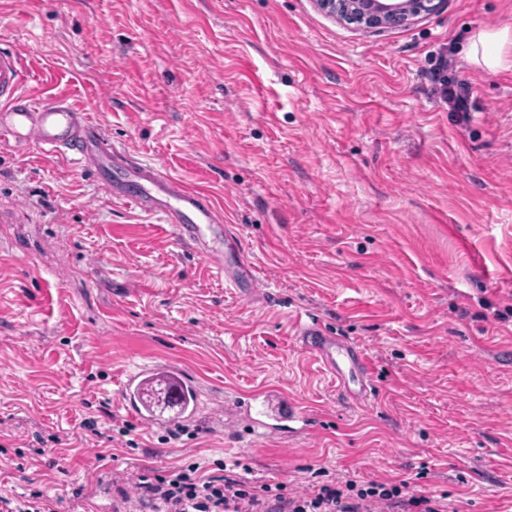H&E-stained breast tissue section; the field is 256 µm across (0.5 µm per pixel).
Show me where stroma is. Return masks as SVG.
<instances>
[{"mask_svg": "<svg viewBox=\"0 0 512 512\" xmlns=\"http://www.w3.org/2000/svg\"><path fill=\"white\" fill-rule=\"evenodd\" d=\"M505 28L512 0L375 29L316 0H0L30 94L208 192L267 296L237 295L79 166L0 148V496L138 512V475L223 463L291 492L404 479L450 512H512V49L494 72L463 53ZM443 48L465 121L426 77ZM311 319L363 350L370 400L302 349ZM164 368L197 406L150 424L124 384ZM267 392L309 428L253 433L238 401Z\"/></svg>", "mask_w": 512, "mask_h": 512, "instance_id": "1", "label": "stroma"}]
</instances>
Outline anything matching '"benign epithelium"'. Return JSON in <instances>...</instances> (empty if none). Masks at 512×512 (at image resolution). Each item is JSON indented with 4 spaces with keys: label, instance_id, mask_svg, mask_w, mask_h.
<instances>
[{
    "label": "benign epithelium",
    "instance_id": "1",
    "mask_svg": "<svg viewBox=\"0 0 512 512\" xmlns=\"http://www.w3.org/2000/svg\"><path fill=\"white\" fill-rule=\"evenodd\" d=\"M332 16L353 21L365 28L404 23L437 9L442 0H317Z\"/></svg>",
    "mask_w": 512,
    "mask_h": 512
}]
</instances>
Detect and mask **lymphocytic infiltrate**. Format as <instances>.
Returning <instances> with one entry per match:
<instances>
[{
  "mask_svg": "<svg viewBox=\"0 0 512 512\" xmlns=\"http://www.w3.org/2000/svg\"><path fill=\"white\" fill-rule=\"evenodd\" d=\"M451 58L441 54L429 71L449 111L470 110L465 81L449 79ZM143 512H447L438 498L409 491L406 480L343 487L324 485L288 495L282 486H253L230 474L206 475L190 464L141 474L135 483Z\"/></svg>",
  "mask_w": 512,
  "mask_h": 512,
  "instance_id": "f902f5d3",
  "label": "lymphocytic infiltrate"
}]
</instances>
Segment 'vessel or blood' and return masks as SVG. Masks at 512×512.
<instances>
[{"label":"vessel or blood","instance_id":"obj_1","mask_svg":"<svg viewBox=\"0 0 512 512\" xmlns=\"http://www.w3.org/2000/svg\"><path fill=\"white\" fill-rule=\"evenodd\" d=\"M24 49L0 50V142L37 146L91 172L97 185L140 211L161 216L177 237L202 253L218 274L227 277L243 296L257 297L252 263L246 258L238 232L203 190L185 185L155 165L135 161L101 135L88 112L63 99L42 102L27 94ZM305 351L318 358L351 396L368 400L372 369L356 346L330 335L320 323L302 328ZM242 414L260 434L292 431L303 417L288 399L259 404L244 402Z\"/></svg>","mask_w":512,"mask_h":512}]
</instances>
